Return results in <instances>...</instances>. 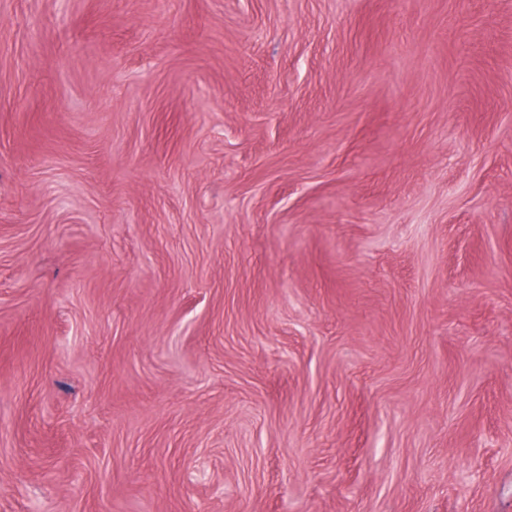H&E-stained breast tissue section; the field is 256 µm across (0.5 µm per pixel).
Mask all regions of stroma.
<instances>
[{
  "instance_id": "35a3bbf8",
  "label": "stroma",
  "mask_w": 512,
  "mask_h": 512,
  "mask_svg": "<svg viewBox=\"0 0 512 512\" xmlns=\"http://www.w3.org/2000/svg\"><path fill=\"white\" fill-rule=\"evenodd\" d=\"M0 512H512V0H0Z\"/></svg>"
}]
</instances>
